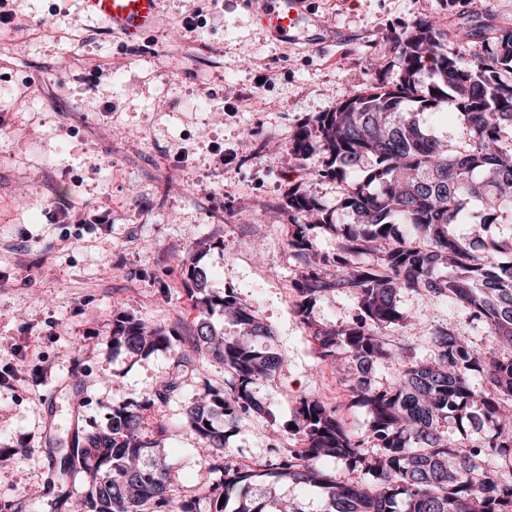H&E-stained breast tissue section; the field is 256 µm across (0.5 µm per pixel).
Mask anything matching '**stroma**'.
Returning <instances> with one entry per match:
<instances>
[{
  "label": "stroma",
  "instance_id": "stroma-1",
  "mask_svg": "<svg viewBox=\"0 0 512 512\" xmlns=\"http://www.w3.org/2000/svg\"><path fill=\"white\" fill-rule=\"evenodd\" d=\"M0 24V502L19 512H71L81 483L59 479L75 435L105 425L113 407L143 400L163 381L177 391L164 417L177 495L211 476L186 408L224 367L176 352L135 360L112 350L122 314L187 336L199 313L179 261L195 243L215 293L234 290L273 336L283 363L255 391L266 412L233 437L246 464L270 459L272 429L300 400L325 397L349 429L368 416L351 405L293 305L302 271L287 217L273 218L294 184L328 204L342 183L290 167L282 152L298 126L330 112L350 88L393 82L394 37L420 19L468 15L512 23V0H316L339 44L291 49L259 28L242 0H161L157 27L127 42L86 17L81 0H9ZM199 9L194 32L183 19ZM99 85H92L95 70ZM69 202L72 221L56 216ZM402 334L415 358L431 331L461 324L457 306L404 293Z\"/></svg>",
  "mask_w": 512,
  "mask_h": 512
}]
</instances>
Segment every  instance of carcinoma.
<instances>
[{"label":"carcinoma","instance_id":"carcinoma-1","mask_svg":"<svg viewBox=\"0 0 512 512\" xmlns=\"http://www.w3.org/2000/svg\"><path fill=\"white\" fill-rule=\"evenodd\" d=\"M393 87L353 91L332 112L302 124L288 142L296 166L345 182L330 207L300 184L280 208L288 213V246L303 262L292 283L295 309L324 361L336 365L350 403L364 408L362 433L350 430L320 398L296 411L297 442L256 468L234 461L230 439L240 423L265 413L255 393L275 377L282 357L256 343L272 335L234 292L214 295L200 258L183 269L201 319L192 350L224 365V386L205 385L188 406L187 424L202 447L210 483L193 496L172 493L161 456L168 426L143 433L144 412L177 389L170 380L152 398L112 408L105 426L75 442L60 461L61 478L86 485L81 512H268L278 507L280 483L317 487L324 512H512V25L465 18L444 28L426 18L396 40ZM455 114L462 139L450 144L423 119L443 107ZM472 228L467 240L454 227ZM336 238V252L317 247V231ZM350 292L357 314L339 325L317 321V302ZM402 292L446 298L464 309L466 323L490 338L476 349L461 326L437 327L433 358L417 361L412 348L390 340L406 322ZM220 313L241 326L232 338L207 316ZM178 349V334L129 316L112 328V350L130 357ZM394 378L374 385L378 365ZM474 372L483 385L471 382ZM216 414L232 423L214 425ZM485 429L469 439L463 422ZM459 435H448V424ZM155 456L147 469L141 460ZM333 459L357 478L338 480L319 465ZM268 483L256 497L258 480Z\"/></svg>","mask_w":512,"mask_h":512}]
</instances>
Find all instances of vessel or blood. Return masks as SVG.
Instances as JSON below:
<instances>
[{
  "instance_id": "1",
  "label": "vessel or blood",
  "mask_w": 512,
  "mask_h": 512,
  "mask_svg": "<svg viewBox=\"0 0 512 512\" xmlns=\"http://www.w3.org/2000/svg\"><path fill=\"white\" fill-rule=\"evenodd\" d=\"M84 12L105 20L112 32L138 40L158 22L159 0H82ZM260 27L279 42L324 45L335 31L311 6L310 0H249Z\"/></svg>"
}]
</instances>
